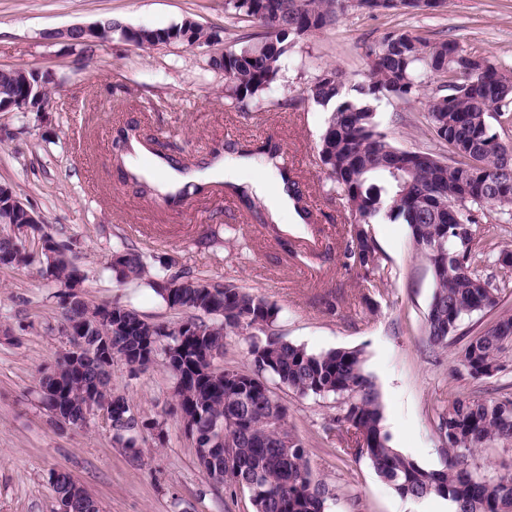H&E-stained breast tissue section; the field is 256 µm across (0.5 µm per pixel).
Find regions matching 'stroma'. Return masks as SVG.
Returning <instances> with one entry per match:
<instances>
[{
    "instance_id": "stroma-1",
    "label": "stroma",
    "mask_w": 512,
    "mask_h": 512,
    "mask_svg": "<svg viewBox=\"0 0 512 512\" xmlns=\"http://www.w3.org/2000/svg\"><path fill=\"white\" fill-rule=\"evenodd\" d=\"M185 18L216 30L224 51L239 48L247 32L225 14L224 0H0V70H38L55 81L47 111L0 112V184L13 186L45 219L26 239L33 263L0 269V512H57L53 471L78 480L100 512H254L248 492L229 491L200 469L176 412V380L162 358L144 369L113 359L111 385L132 412L162 422L163 439L142 431L133 452L113 443L105 416L65 428L50 420L39 381L71 342L57 287L39 273L45 235L72 247L90 305H123L161 326L182 319L146 282L115 279L112 254L129 247L159 276L232 280L265 297L279 309L275 330L286 341L316 352L363 349L392 446L423 467L441 464L436 418L456 396L512 398V348L501 372L481 381L457 363L461 344L512 315V268L482 264L493 282L510 284L500 304L465 319L453 344L430 346L425 319L434 282L407 225L370 227L389 273L382 288H360L339 260L348 213L317 160L327 114L301 99L328 68L342 70L348 86L362 83L366 45L393 26L457 40L512 69V0H445L442 8L410 14L349 10L335 26L296 38L275 80L242 110L225 99L224 76L209 67L208 47L142 49L112 39L88 57L82 46L52 37L107 19L161 29ZM373 107L395 145L438 150L424 97L384 98ZM129 131L191 167L226 141L252 147L275 137L314 214L305 231L318 238L317 248L305 252L296 236H276L264 201L245 185L221 180L181 207L165 206L126 176L133 159L121 138ZM211 225L223 226L222 243L198 250L195 239ZM328 294L335 310L322 303ZM273 391L288 408L289 431L308 449L313 481L333 490L325 512H449L436 495L399 496L367 459L350 454L347 431L336 425L339 400L279 385Z\"/></svg>"
}]
</instances>
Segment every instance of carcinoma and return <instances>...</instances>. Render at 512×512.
Returning a JSON list of instances; mask_svg holds the SVG:
<instances>
[{
    "label": "carcinoma",
    "mask_w": 512,
    "mask_h": 512,
    "mask_svg": "<svg viewBox=\"0 0 512 512\" xmlns=\"http://www.w3.org/2000/svg\"><path fill=\"white\" fill-rule=\"evenodd\" d=\"M350 7L362 13L423 10L409 0H224L225 13L257 29L243 36L239 49L209 60L212 69L224 72L225 99L241 106L258 100L281 70L293 39L335 25ZM188 23L185 19L164 29L163 38L145 35L134 44L154 48L175 42ZM98 29L107 39L127 38L128 27L119 21H102ZM473 56L455 40L393 30L367 46V75L355 87L356 96L345 92V74L332 68L303 90V99L328 112L317 157L342 190L349 215L342 265L356 271L362 287H381L383 266L369 226L383 219L408 225L435 283L426 334L428 343L438 347L448 346L464 318L497 307L507 288L483 276L477 262L501 258L509 245L485 247L477 228L498 214L497 228L512 236V166L507 164L512 147L490 124V119L512 112V70L481 55L484 68L479 75L449 95L428 98V120L437 142L457 150V159L451 162L442 154L393 144L379 130L365 100L418 95L429 77L453 84L460 61ZM39 80L49 82L32 71L1 72L0 99L18 106L31 103L30 86ZM460 220L465 225L458 224ZM28 264L22 242L1 236L0 265ZM78 271L73 257L57 250L46 269L63 288L59 303L64 321L85 343L77 358L63 357L43 376L62 386L56 396H41L51 417L64 409L69 424L83 425L93 404L114 405L118 414L132 415L127 399L110 388L111 364L102 360L100 347L106 338L112 355L128 364L144 365L151 361L148 354L161 353L170 372L187 380L185 387L175 386L180 418L190 421L199 434L213 436L218 447L208 462L197 454L198 462L206 463L213 479L215 472L224 470V448H230L233 486L248 490L255 484L261 489L252 499L255 512H324L333 495L329 485L313 482L304 443L287 428L275 427L287 407L269 387L253 385L251 375L257 372L300 394L340 399L343 414L337 421L354 428L362 442L356 456L366 458L399 495H437L453 512H512V473L494 476L464 466V459L475 456L483 443L512 441V398L456 397L439 416L443 462L427 469L390 445L379 393L364 371L362 350L316 353L270 337L251 345V370L217 371L201 352L221 354L229 334L274 326L278 309L273 303L231 280L213 293L206 282L167 288L160 278L150 280L149 286L169 308L186 313L185 319L162 328L130 308L114 305L110 320L101 321L98 316L105 306L91 308L74 292L83 282ZM112 273L119 281L143 278V255L129 249L115 253ZM188 324L196 327L191 339ZM511 341L512 316H503L467 341L457 361L475 380L492 377L502 369L501 355ZM49 481L59 505L69 507V512H99L96 501L70 474L52 472Z\"/></svg>",
    "instance_id": "carcinoma-1"
}]
</instances>
